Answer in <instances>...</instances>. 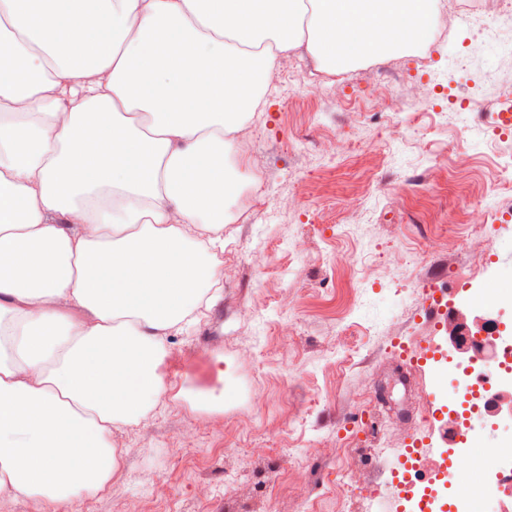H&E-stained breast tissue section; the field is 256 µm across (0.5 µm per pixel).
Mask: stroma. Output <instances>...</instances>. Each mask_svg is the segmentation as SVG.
<instances>
[{
	"label": "stroma",
	"mask_w": 512,
	"mask_h": 512,
	"mask_svg": "<svg viewBox=\"0 0 512 512\" xmlns=\"http://www.w3.org/2000/svg\"><path fill=\"white\" fill-rule=\"evenodd\" d=\"M482 54L467 27L451 45L436 48L419 68L393 57L381 73L359 68L339 102L305 98L299 78L270 94L253 124L262 144L242 166L243 181L259 178L278 202L258 215L249 195L224 227V272L219 300L206 319L170 337L167 381L215 388L216 356L240 390L223 414L192 412L172 403L139 425L113 432L124 468L108 491L83 497V512H358L352 494L323 486L341 459L338 426L360 429V463L369 484L385 483L398 459L373 455L384 424L420 420V375L397 362L395 342L426 337L447 344L421 318V296L399 297L402 310L387 320L385 299L409 280L448 281L449 267L470 261L462 205L491 194L500 155L512 136L492 127L498 101L482 77ZM417 85L422 96L402 101L399 136L382 130L378 108L385 91ZM464 106L467 139L439 125L438 109ZM343 142V155L330 152ZM428 177L430 193L405 192L406 182ZM386 189L369 193L370 185ZM368 196L369 222L346 213ZM446 234L444 248L423 262L424 237ZM387 333L375 335L377 320ZM260 407L248 404L249 391ZM193 441H185L187 430ZM299 464L313 484L303 493L269 486L273 470Z\"/></svg>",
	"instance_id": "obj_1"
}]
</instances>
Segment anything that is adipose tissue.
Returning <instances> with one entry per match:
<instances>
[{
  "instance_id": "ef3b65f1",
  "label": "adipose tissue",
  "mask_w": 512,
  "mask_h": 512,
  "mask_svg": "<svg viewBox=\"0 0 512 512\" xmlns=\"http://www.w3.org/2000/svg\"><path fill=\"white\" fill-rule=\"evenodd\" d=\"M437 0H0V496L64 512L168 402L169 336L219 287L278 54L329 72L428 40Z\"/></svg>"
}]
</instances>
